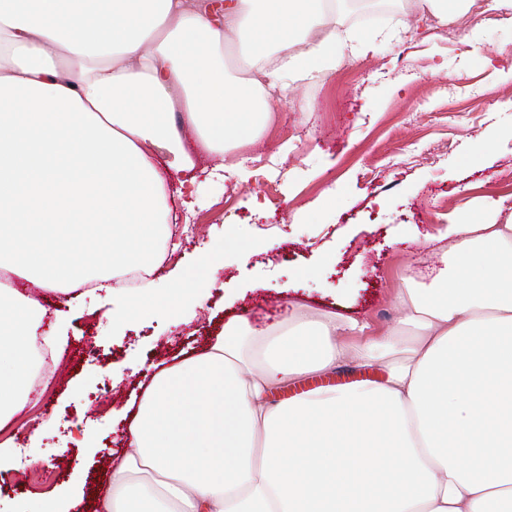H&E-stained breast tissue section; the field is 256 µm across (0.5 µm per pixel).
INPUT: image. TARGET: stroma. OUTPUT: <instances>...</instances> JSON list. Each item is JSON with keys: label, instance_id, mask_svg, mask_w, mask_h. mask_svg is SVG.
<instances>
[{"label": "stroma", "instance_id": "1", "mask_svg": "<svg viewBox=\"0 0 512 512\" xmlns=\"http://www.w3.org/2000/svg\"><path fill=\"white\" fill-rule=\"evenodd\" d=\"M348 0L335 18L370 44L314 81H296L256 142L203 166L249 157L264 168L235 183L201 177L193 211L175 206L171 253L147 280L156 297L184 254L219 248L221 266L202 299L174 312L127 315L134 285L74 298L43 294L42 331L65 336L49 390L6 428L22 453L0 463V512H49L46 494L75 491L72 512H92L93 495L128 451V417L158 371L197 353L235 315L258 327L290 303L338 312L384 329L401 310L392 295L404 277L438 264L425 233L452 221L512 218V12L473 0L441 24L425 0H392L377 24L358 22ZM250 249L241 262L240 248ZM127 410L124 420L115 419ZM93 464L79 469L86 444Z\"/></svg>", "mask_w": 512, "mask_h": 512}]
</instances>
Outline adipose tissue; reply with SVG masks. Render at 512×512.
Wrapping results in <instances>:
<instances>
[{"label":"adipose tissue","mask_w":512,"mask_h":512,"mask_svg":"<svg viewBox=\"0 0 512 512\" xmlns=\"http://www.w3.org/2000/svg\"><path fill=\"white\" fill-rule=\"evenodd\" d=\"M330 0H0V268L58 293L155 265L168 185L257 138L284 74L319 79L355 33ZM246 44L248 81L224 69ZM175 158L165 167L160 152ZM448 257L374 331L293 310L228 320L155 374L97 512H512V219L449 223ZM45 307L0 289V420L30 393ZM387 359L379 382L282 385ZM245 49V45L237 42L236 39L224 42V67L237 80L245 79L248 76L239 68V59L245 52Z\"/></svg>","instance_id":"ef3b65f1"}]
</instances>
